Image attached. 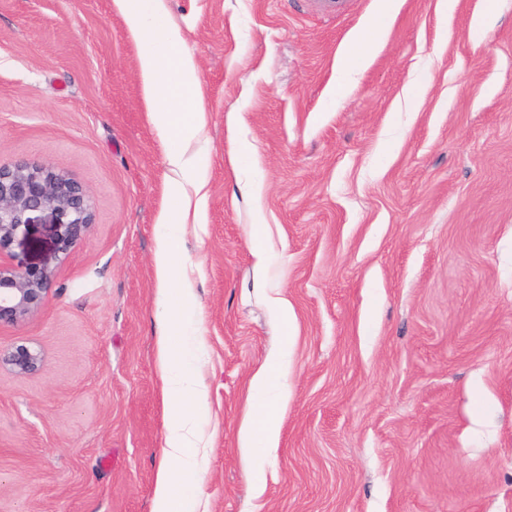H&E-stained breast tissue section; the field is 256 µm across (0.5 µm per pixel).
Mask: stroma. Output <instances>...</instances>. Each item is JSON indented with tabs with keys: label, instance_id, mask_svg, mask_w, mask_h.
Wrapping results in <instances>:
<instances>
[{
	"label": "stroma",
	"instance_id": "35a3bbf8",
	"mask_svg": "<svg viewBox=\"0 0 512 512\" xmlns=\"http://www.w3.org/2000/svg\"><path fill=\"white\" fill-rule=\"evenodd\" d=\"M323 2L164 0L207 89L180 256L207 388L189 512H512V0H404L333 105L376 0ZM166 153L113 0H0V159L71 174L94 210L39 311L0 324V350L43 356L0 366V512L153 510ZM283 346L278 444L244 447ZM41 362V353L26 346L17 347L15 350L8 352L4 357L0 356V365L2 363L9 365L21 374L36 371Z\"/></svg>",
	"mask_w": 512,
	"mask_h": 512
}]
</instances>
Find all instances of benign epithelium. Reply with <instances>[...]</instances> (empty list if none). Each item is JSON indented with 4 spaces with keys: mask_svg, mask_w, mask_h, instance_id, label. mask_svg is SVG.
<instances>
[{
    "mask_svg": "<svg viewBox=\"0 0 512 512\" xmlns=\"http://www.w3.org/2000/svg\"><path fill=\"white\" fill-rule=\"evenodd\" d=\"M33 224H51L54 259L64 260L90 231L93 205L83 187L67 173L35 161L0 162V323H20L34 315L50 292L56 268L45 262L23 266L9 260L12 244L28 236ZM41 353L20 346L0 364L25 374L37 370Z\"/></svg>",
    "mask_w": 512,
    "mask_h": 512,
    "instance_id": "obj_1",
    "label": "benign epithelium"
}]
</instances>
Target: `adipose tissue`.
I'll return each instance as SVG.
<instances>
[{"instance_id": "1", "label": "adipose tissue", "mask_w": 512, "mask_h": 512, "mask_svg": "<svg viewBox=\"0 0 512 512\" xmlns=\"http://www.w3.org/2000/svg\"><path fill=\"white\" fill-rule=\"evenodd\" d=\"M129 33L139 46L138 63L149 119L169 147L167 184L170 206L157 227L159 248L156 276L164 286H176L175 296L163 297L156 318L157 367L168 401L162 457L155 481L153 512H186L196 492L194 466L202 438L196 418L206 405V387L195 355L192 315L195 295L176 265V256L190 224L196 223L206 199V183L187 150L199 141L206 125L205 89L185 40L166 16L163 0H114ZM400 0H379L370 21L351 39L341 55L330 87L331 101L343 97L353 76L369 61L382 33L391 24ZM287 365L278 359L263 364L250 380L254 399L241 439L273 443L286 394Z\"/></svg>"}]
</instances>
